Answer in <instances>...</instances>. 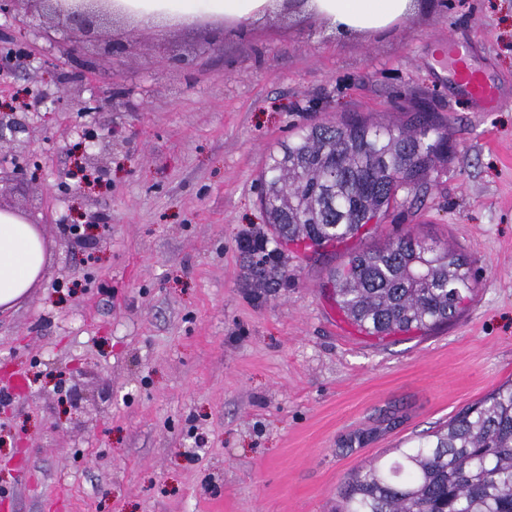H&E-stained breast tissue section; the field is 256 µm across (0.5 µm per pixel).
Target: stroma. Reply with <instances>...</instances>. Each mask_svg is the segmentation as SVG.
<instances>
[{
	"instance_id": "35a3bbf8",
	"label": "stroma",
	"mask_w": 512,
	"mask_h": 512,
	"mask_svg": "<svg viewBox=\"0 0 512 512\" xmlns=\"http://www.w3.org/2000/svg\"><path fill=\"white\" fill-rule=\"evenodd\" d=\"M59 36L47 20L0 40V59L46 61L0 82V111L40 104L26 138L39 178L0 153V208L46 246L38 283L0 309V512H336L355 470L512 380V0H419L376 35L291 13L224 28L132 19L72 59ZM110 41L123 48L103 55ZM450 41L498 84L492 111L461 98ZM174 55L184 65L167 66ZM68 78L111 105L56 100ZM418 110L447 132L448 160L358 244L451 245L475 278L464 311L366 335L323 288L343 246L289 247L288 287H248L238 239L265 222L268 152L305 124ZM111 127L104 188L59 186L84 134ZM75 212L100 238L73 240Z\"/></svg>"
}]
</instances>
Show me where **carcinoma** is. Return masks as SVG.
Segmentation results:
<instances>
[{
  "instance_id": "1",
  "label": "carcinoma",
  "mask_w": 512,
  "mask_h": 512,
  "mask_svg": "<svg viewBox=\"0 0 512 512\" xmlns=\"http://www.w3.org/2000/svg\"><path fill=\"white\" fill-rule=\"evenodd\" d=\"M448 138L422 112L405 122L360 115L300 127L269 153L260 203L269 226L243 234L253 288H286L284 246L343 243L429 183ZM339 309L373 336L452 320L475 280L461 254L410 234L350 253L331 274ZM386 465L352 473L339 512H512V384L451 417Z\"/></svg>"
}]
</instances>
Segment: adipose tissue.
Returning <instances> with one entry per match:
<instances>
[{"mask_svg":"<svg viewBox=\"0 0 512 512\" xmlns=\"http://www.w3.org/2000/svg\"><path fill=\"white\" fill-rule=\"evenodd\" d=\"M145 26L166 17L190 19L200 13L234 23L259 18L283 7L284 0H120ZM415 8L414 0H301L300 11L345 35L376 34L392 28ZM46 259L43 240L33 225L0 211V307L21 301L38 281Z\"/></svg>","mask_w":512,"mask_h":512,"instance_id":"obj_1","label":"adipose tissue"}]
</instances>
